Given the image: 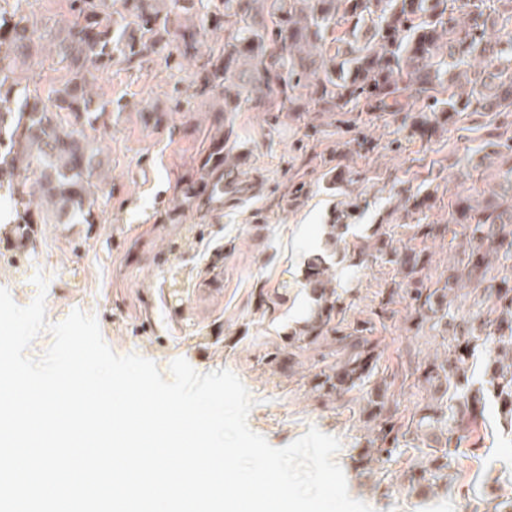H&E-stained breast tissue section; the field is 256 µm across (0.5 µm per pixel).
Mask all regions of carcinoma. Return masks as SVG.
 Here are the masks:
<instances>
[{
    "label": "carcinoma",
    "mask_w": 512,
    "mask_h": 512,
    "mask_svg": "<svg viewBox=\"0 0 512 512\" xmlns=\"http://www.w3.org/2000/svg\"><path fill=\"white\" fill-rule=\"evenodd\" d=\"M71 9L73 20L50 40L33 0L0 7V188L17 224L95 223L101 186L93 176L102 160L93 132L112 101L93 92V71L130 68L146 56L194 59L198 38L212 30H224V45L199 65L195 93L216 101L215 134L200 160V181L185 188L187 198L208 206L223 204L224 190H233L234 146L224 135V113L246 104L302 112L314 103L327 112L361 107L394 115L411 100L421 104L414 132L422 137L463 112H512V0H71ZM48 45L71 73L49 106L13 80L18 63L37 64ZM501 177L485 204L458 196L446 223L415 225L425 238L461 239L463 256L448 265L442 284L425 273L424 250L396 246L381 224L368 238L347 242L359 196H348L329 225L340 260H379L406 279L379 292L380 312L404 300L416 329L427 325L442 339L443 354L414 372L419 387L446 395V402H428L419 418L404 422L390 383L367 397L374 437L360 463L391 458L413 431L446 435L441 455L411 473L417 485L444 477L451 447L469 438L486 396L512 427V166ZM327 271L322 256L309 264L316 306L288 347L334 342L340 358L320 372L315 389L342 396L370 382L376 344L368 322L346 319ZM464 289L479 297L467 311L456 304ZM479 352L483 375L476 384L470 370Z\"/></svg>",
    "instance_id": "obj_1"
}]
</instances>
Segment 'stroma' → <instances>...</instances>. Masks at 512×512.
<instances>
[{"label": "stroma", "instance_id": "obj_1", "mask_svg": "<svg viewBox=\"0 0 512 512\" xmlns=\"http://www.w3.org/2000/svg\"><path fill=\"white\" fill-rule=\"evenodd\" d=\"M19 77L44 96L61 87L68 71L47 51ZM194 90L191 66L176 69L154 56L98 72V94L116 107L97 133L105 185L96 220L73 229L45 224L23 247L0 243V287L26 306L38 293L32 278L42 274L48 323L75 309L94 316L116 355L149 359L162 375L178 358L200 373L234 372L254 401L250 429L275 447L312 426L339 438L335 460L348 492L373 512H473L486 496L512 497V427L494 402H486L476 431L455 449L447 478L436 486L414 488L406 476L428 453L424 437L361 476L354 460L368 433L366 400L315 390L316 375L336 361L332 344L294 354L288 348L313 303L306 265L332 250L326 224L340 200L331 185L337 165L361 175L353 189L367 207L353 234L383 225L394 238L427 250L429 276L444 278L460 248L414 236L399 202L430 195L427 221L441 224L456 194L487 196L512 157L503 152L476 168L468 160L488 142L512 141V114L465 112L421 138L409 134L412 112L246 108L232 124L235 146L248 156L241 191L199 210L184 201L182 189L198 179L213 128L210 104ZM353 137L364 147L341 154L340 142ZM329 274L351 304L347 320L373 322L379 368L402 375L409 361L436 352L437 339L429 330H412L406 309L375 318L379 291L401 279L392 267L345 261Z\"/></svg>", "mask_w": 512, "mask_h": 512}]
</instances>
